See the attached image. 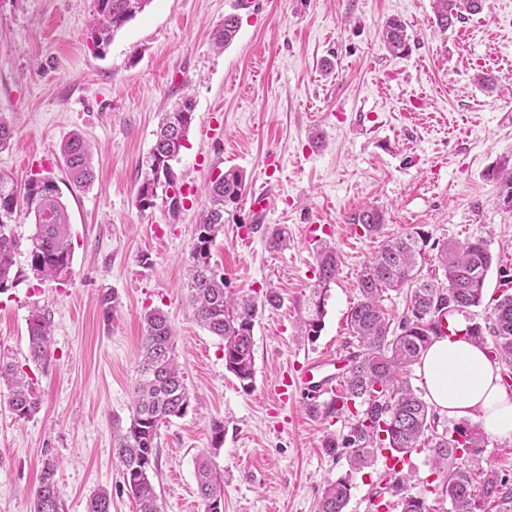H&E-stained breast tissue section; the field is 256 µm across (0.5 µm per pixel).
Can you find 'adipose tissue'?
I'll list each match as a JSON object with an SVG mask.
<instances>
[{"label":"adipose tissue","mask_w":512,"mask_h":512,"mask_svg":"<svg viewBox=\"0 0 512 512\" xmlns=\"http://www.w3.org/2000/svg\"><path fill=\"white\" fill-rule=\"evenodd\" d=\"M418 373L430 401L448 416L475 419L487 434L512 439V389L482 346L461 335L436 338Z\"/></svg>","instance_id":"adipose-tissue-1"}]
</instances>
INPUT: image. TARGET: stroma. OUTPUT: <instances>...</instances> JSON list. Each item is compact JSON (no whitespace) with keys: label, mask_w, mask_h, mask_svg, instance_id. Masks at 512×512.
Returning <instances> with one entry per match:
<instances>
[{"label":"stroma","mask_w":512,"mask_h":512,"mask_svg":"<svg viewBox=\"0 0 512 512\" xmlns=\"http://www.w3.org/2000/svg\"><path fill=\"white\" fill-rule=\"evenodd\" d=\"M93 0H0V115L13 123L0 171L67 181L61 143L80 132L94 148L95 179L62 193L72 233V276L44 280L30 263L34 219L18 211L13 232L17 281L0 294V362L22 367L40 397L20 419L0 385V512H33L45 461L56 463L62 512H86L106 489L111 512H136L113 453V434L132 415L141 322L164 311L191 405L159 430L153 477L161 512H203L195 462L210 457L224 475V512H316L327 482L350 478L345 512H398L379 494L383 462L350 472L345 455L327 453V437L345 438L352 415L312 413L300 397L281 402L283 373L324 354L356 351L347 314L358 274L377 242L351 216L385 210L386 233L421 231L431 242L482 238L494 256L480 322L512 272V206L493 173L512 161V0H483L481 11L447 32L434 24L432 0H152L102 51L90 39ZM240 27L224 50L213 42L225 15ZM407 24L408 50L389 53L380 30L390 17ZM482 72L495 78L479 85ZM195 101L188 141L173 166L190 188L171 214L163 203L140 209V161L164 112L183 95ZM235 168L248 190L266 184L275 198L265 224L249 202L224 216L211 262L236 294L273 290L276 306L254 329L250 388L224 366L222 341L200 326L189 304L186 266L205 204L204 186ZM258 224L251 243L241 227ZM288 246L273 248L276 228ZM335 248L339 272L326 294L316 339L300 331L313 310L316 254ZM115 297L107 313L104 294ZM44 310L53 325L50 359L28 352V319ZM224 442L212 445V425ZM411 491L435 512L449 501L430 493L436 465L414 450Z\"/></svg>","instance_id":"obj_1"}]
</instances>
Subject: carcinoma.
<instances>
[{"label": "carcinoma", "mask_w": 512, "mask_h": 512, "mask_svg": "<svg viewBox=\"0 0 512 512\" xmlns=\"http://www.w3.org/2000/svg\"><path fill=\"white\" fill-rule=\"evenodd\" d=\"M152 0H93L90 35L93 45L106 48L116 33ZM435 26L442 33L464 19V13L481 9V0H432ZM236 14L224 16L217 30L216 46L230 43L239 29ZM382 41L391 53L406 49V23L398 17L386 20ZM195 103L185 95L165 113L156 140L139 163L143 180L137 192L138 204L154 206L157 189L176 185L178 175L172 162L178 159L183 142L194 121ZM68 181L82 188L94 179L93 152L78 132L60 147ZM246 183L241 171L229 169L210 180L204 188L208 205L195 225V243L188 263L189 300L197 321L223 341L224 365L244 387L254 378V327L259 310L273 306L278 297L271 291L258 296L226 293L224 274L211 264V247L224 229V213L242 201ZM33 213L35 232L31 241V266L46 278L65 279L71 274L72 243L66 207L55 181L31 177L18 193V184L0 173V293L14 285L12 268L17 241L8 229L19 202ZM352 223L380 238L378 249L365 262L358 278L360 298L350 308L347 322L359 349L350 353L342 393L331 402L330 411L352 413L355 423L343 443L329 437L324 447L336 452L348 449L349 469L360 471L373 465L386 451L400 461L409 454L424 433L434 428L435 413L409 383L410 368L418 363L432 339L443 335V319L479 307L485 280L494 256L482 238L459 242L453 239L436 245L437 268L423 275L418 260L427 246L415 231L397 236L382 234L386 216L378 207H367ZM338 257L330 246L318 252V274L314 285V309L302 321V333L315 339L322 329L324 300L336 279ZM504 289L483 322L466 326L465 335L488 349L500 370H512V275L500 270ZM406 289V306L397 325L386 317L384 294ZM174 332L160 309L146 312L142 320L141 362L133 388L129 426L113 437L114 452L123 467V478L137 512H160L152 472L156 469L157 439L162 424L184 416L191 403L174 351ZM28 342L33 361L44 364L52 344L48 315L35 310L28 320ZM9 387L8 405L16 417L27 419L39 408V399L26 372L0 364V381ZM485 433L479 424L462 423L451 431L433 435L432 458L442 480L437 488L448 498L452 512H475L477 497L497 503L498 512H512V483L496 470H479V491H474L470 455L484 447ZM55 463L48 461L34 494L33 512H59L54 484ZM197 490L204 512L224 505V480L205 456L196 460ZM411 474L394 476L391 492L400 512H432L424 497L411 493ZM352 484L347 478L330 481L318 500V512H345ZM108 491L100 489L87 502V512H110Z\"/></svg>", "instance_id": "obj_1"}]
</instances>
